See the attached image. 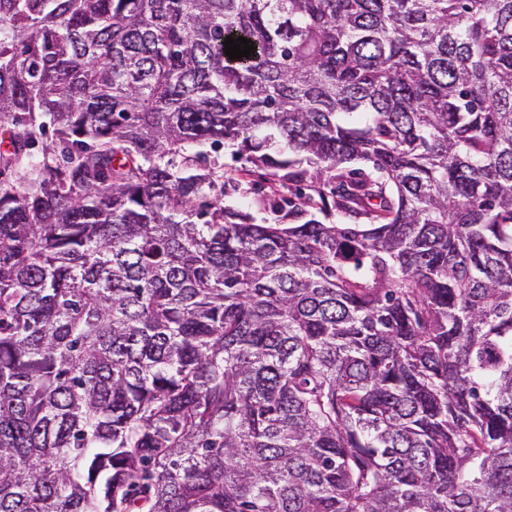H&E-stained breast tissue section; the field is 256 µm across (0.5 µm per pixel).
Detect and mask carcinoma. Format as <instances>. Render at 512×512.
<instances>
[{
    "mask_svg": "<svg viewBox=\"0 0 512 512\" xmlns=\"http://www.w3.org/2000/svg\"><path fill=\"white\" fill-rule=\"evenodd\" d=\"M0 135V512H512V0H0Z\"/></svg>",
    "mask_w": 512,
    "mask_h": 512,
    "instance_id": "carcinoma-1",
    "label": "carcinoma"
}]
</instances>
